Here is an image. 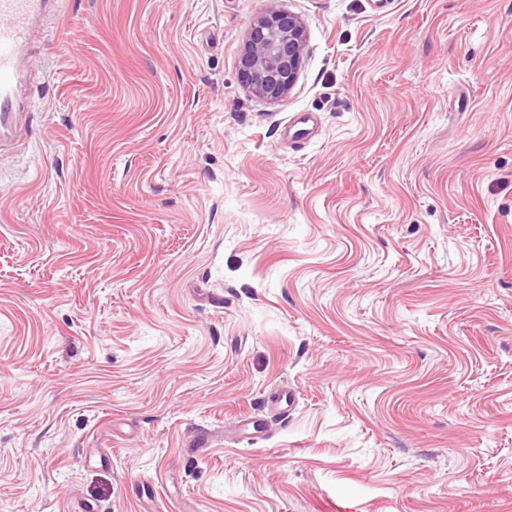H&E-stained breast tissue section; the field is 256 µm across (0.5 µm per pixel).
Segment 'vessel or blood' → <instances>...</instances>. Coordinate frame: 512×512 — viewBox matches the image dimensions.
<instances>
[{"label": "vessel or blood", "instance_id": "vessel-or-blood-1", "mask_svg": "<svg viewBox=\"0 0 512 512\" xmlns=\"http://www.w3.org/2000/svg\"><path fill=\"white\" fill-rule=\"evenodd\" d=\"M61 0H0V142L13 139L34 110L29 78L38 29ZM289 141L303 145L314 135L312 114H299Z\"/></svg>", "mask_w": 512, "mask_h": 512}]
</instances>
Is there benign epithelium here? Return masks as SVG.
<instances>
[{
	"label": "benign epithelium",
	"instance_id": "1",
	"mask_svg": "<svg viewBox=\"0 0 512 512\" xmlns=\"http://www.w3.org/2000/svg\"><path fill=\"white\" fill-rule=\"evenodd\" d=\"M305 43L301 20L271 0L251 23L240 48L241 83L267 101L284 97L296 82Z\"/></svg>",
	"mask_w": 512,
	"mask_h": 512
}]
</instances>
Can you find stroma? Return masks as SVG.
<instances>
[{
	"instance_id": "35a3bbf8",
	"label": "stroma",
	"mask_w": 512,
	"mask_h": 512,
	"mask_svg": "<svg viewBox=\"0 0 512 512\" xmlns=\"http://www.w3.org/2000/svg\"><path fill=\"white\" fill-rule=\"evenodd\" d=\"M265 6L48 22L0 151V512H512V0H280L276 102L237 73ZM275 2L269 1L251 23L238 58L241 83L267 101L284 97L293 87L306 43L301 20ZM315 123L312 114L300 113L288 126V140L298 146L310 141L314 136Z\"/></svg>"
}]
</instances>
